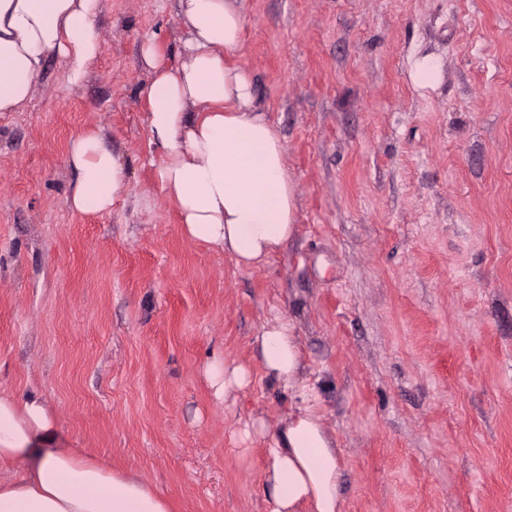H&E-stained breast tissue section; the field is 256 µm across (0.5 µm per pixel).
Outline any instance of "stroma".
Wrapping results in <instances>:
<instances>
[{"label": "stroma", "mask_w": 512, "mask_h": 512, "mask_svg": "<svg viewBox=\"0 0 512 512\" xmlns=\"http://www.w3.org/2000/svg\"><path fill=\"white\" fill-rule=\"evenodd\" d=\"M234 64L286 146V249L238 266L186 236L147 123L177 0H100L83 78L47 60L0 113V391L46 399L66 447L171 512H271L268 438L303 403L338 451L340 512H512V0H239ZM431 61V86L415 67ZM126 171L110 211L67 198L77 137ZM296 336L308 398L268 375ZM249 384L216 398L211 363ZM260 360L267 371L288 388L301 393L305 386L299 383L300 359L291 328L282 317H275L263 327L260 337Z\"/></svg>", "instance_id": "stroma-1"}]
</instances>
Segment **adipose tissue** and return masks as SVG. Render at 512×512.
Instances as JSON below:
<instances>
[{
	"label": "adipose tissue",
	"instance_id": "ef3b65f1",
	"mask_svg": "<svg viewBox=\"0 0 512 512\" xmlns=\"http://www.w3.org/2000/svg\"><path fill=\"white\" fill-rule=\"evenodd\" d=\"M100 0H0V112L29 102L46 60H67L79 81L100 43L94 26ZM188 28L182 58L154 71L146 89L147 121L164 150L159 181L175 201L183 231L216 246L237 265L264 264L292 238L296 192L285 166L283 138L257 105L249 74L232 63L242 45L237 0H179ZM77 182L67 199L84 213L109 210L126 179L124 167L96 133L73 141ZM260 360L288 387L299 385L300 359L287 321H268ZM271 440L266 483L272 512H340L336 449L319 416L304 406L277 428L244 429ZM0 512H171L138 476L116 472L63 447L56 421L36 395L0 392Z\"/></svg>",
	"mask_w": 512,
	"mask_h": 512
}]
</instances>
